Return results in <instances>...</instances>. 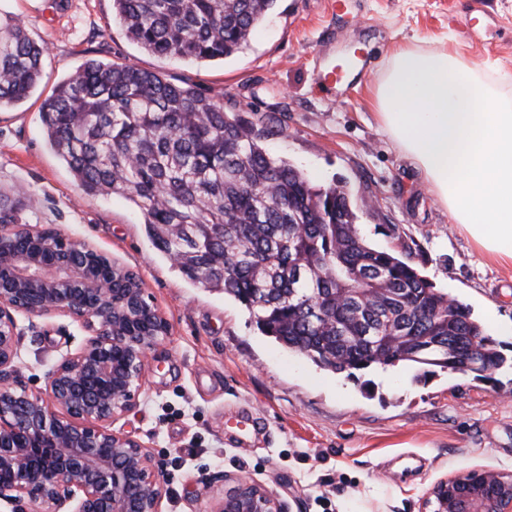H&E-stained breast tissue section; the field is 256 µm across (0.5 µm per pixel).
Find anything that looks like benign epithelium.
Instances as JSON below:
<instances>
[{
  "label": "benign epithelium",
  "mask_w": 512,
  "mask_h": 512,
  "mask_svg": "<svg viewBox=\"0 0 512 512\" xmlns=\"http://www.w3.org/2000/svg\"><path fill=\"white\" fill-rule=\"evenodd\" d=\"M47 229L0 223V502L38 512H162L167 476L139 442L112 431L139 404L152 352L169 324L140 276L96 247ZM63 315L82 345L32 393L10 381L18 359L15 314ZM212 512H288L263 485L240 479ZM422 512H512V474L434 483Z\"/></svg>",
  "instance_id": "7a95c632"
}]
</instances>
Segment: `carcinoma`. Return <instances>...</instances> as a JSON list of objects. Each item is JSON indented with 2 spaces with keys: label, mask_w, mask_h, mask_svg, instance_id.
Instances as JSON below:
<instances>
[{
  "label": "carcinoma",
  "mask_w": 512,
  "mask_h": 512,
  "mask_svg": "<svg viewBox=\"0 0 512 512\" xmlns=\"http://www.w3.org/2000/svg\"><path fill=\"white\" fill-rule=\"evenodd\" d=\"M274 2L112 0V20L158 57L216 61L248 42ZM44 53L18 18L0 14V108L30 96ZM40 120L84 194L131 202L183 276L224 289L264 335L316 365L504 363L467 305L362 237L346 192L273 156L223 98L89 60L55 86Z\"/></svg>",
  "instance_id": "obj_1"
}]
</instances>
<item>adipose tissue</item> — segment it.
<instances>
[{"mask_svg":"<svg viewBox=\"0 0 512 512\" xmlns=\"http://www.w3.org/2000/svg\"><path fill=\"white\" fill-rule=\"evenodd\" d=\"M375 106L453 223L489 259L512 266V100L463 57L400 44Z\"/></svg>","mask_w":512,"mask_h":512,"instance_id":"1","label":"adipose tissue"}]
</instances>
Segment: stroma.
<instances>
[{"instance_id":"35a3bbf8","label":"stroma","mask_w":512,"mask_h":512,"mask_svg":"<svg viewBox=\"0 0 512 512\" xmlns=\"http://www.w3.org/2000/svg\"><path fill=\"white\" fill-rule=\"evenodd\" d=\"M0 12L47 48L41 83L0 109V195L22 189L20 223L55 228L138 273L170 324L140 406L112 423L167 474L163 512H212L228 476L266 486L291 512H420L440 479L512 473V267L488 262L452 224L373 105L400 43L455 48L512 96V0H276L247 46L207 64L142 50L113 23L112 0H0ZM349 58L355 75L333 88L317 81ZM91 59L222 96L225 111L314 185L344 186L360 234L469 305L505 364L485 380L416 364L336 374L263 335L223 291L187 280L153 246L135 206L83 194L49 146L39 108ZM17 325L18 378L43 390L83 333L63 316L21 314ZM242 409L262 427L243 446L228 424Z\"/></svg>"}]
</instances>
